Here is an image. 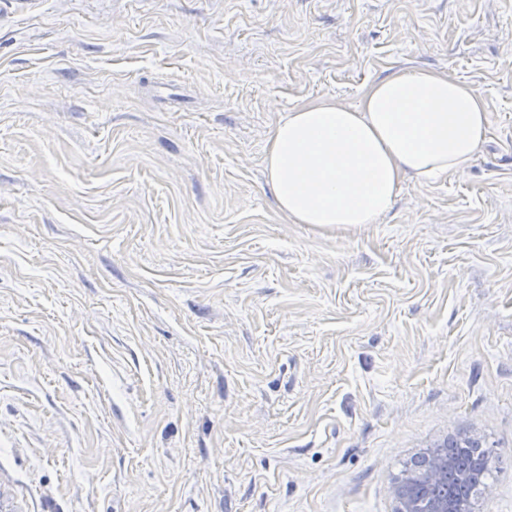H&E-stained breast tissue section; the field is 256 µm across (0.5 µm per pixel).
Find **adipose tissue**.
<instances>
[{
	"label": "adipose tissue",
	"mask_w": 512,
	"mask_h": 512,
	"mask_svg": "<svg viewBox=\"0 0 512 512\" xmlns=\"http://www.w3.org/2000/svg\"><path fill=\"white\" fill-rule=\"evenodd\" d=\"M481 94L446 74L400 71L367 85L357 106L297 107L271 131L267 185L294 224H374L406 176L461 173L488 133Z\"/></svg>",
	"instance_id": "ef3b65f1"
}]
</instances>
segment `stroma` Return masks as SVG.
I'll list each match as a JSON object with an SVG mask.
<instances>
[{
	"label": "stroma",
	"mask_w": 512,
	"mask_h": 512,
	"mask_svg": "<svg viewBox=\"0 0 512 512\" xmlns=\"http://www.w3.org/2000/svg\"><path fill=\"white\" fill-rule=\"evenodd\" d=\"M414 68L481 93L466 171L289 222L272 128ZM467 436L512 512V0L0 7V512H396ZM429 464V465H428ZM428 466V467H427ZM426 470L420 473L409 474L408 477L402 483H396L393 486V494L399 504V512H419L421 499H417L411 492V486L419 481L425 485H432L443 479H446L448 472L453 470L454 462L450 456L444 454V451H438L433 455L432 460L428 463V460L424 457H418L406 463L404 465V475L420 471L424 468Z\"/></svg>",
	"instance_id": "35a3bbf8"
}]
</instances>
